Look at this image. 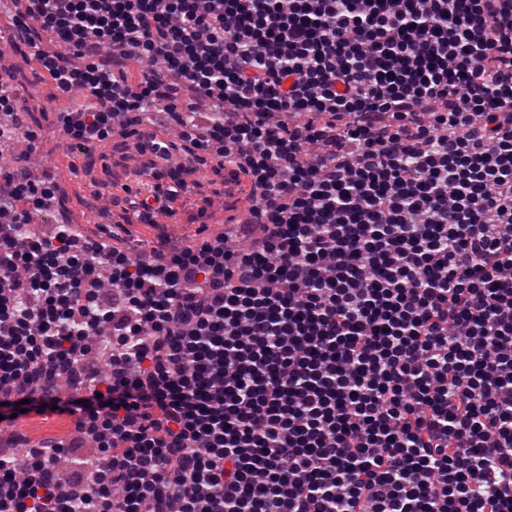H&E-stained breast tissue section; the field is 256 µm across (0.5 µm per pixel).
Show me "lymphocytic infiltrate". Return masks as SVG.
Here are the masks:
<instances>
[{
	"label": "lymphocytic infiltrate",
	"instance_id": "lymphocytic-infiltrate-1",
	"mask_svg": "<svg viewBox=\"0 0 512 512\" xmlns=\"http://www.w3.org/2000/svg\"><path fill=\"white\" fill-rule=\"evenodd\" d=\"M61 118L248 178L210 240L32 230L0 169V512H512V0H27ZM149 62L137 73L134 63ZM204 103L179 142L146 112ZM0 72V138L35 141ZM180 156H173L174 146ZM16 423H19L16 426L21 430L44 436L58 433L66 425L65 418L57 415L21 417Z\"/></svg>",
	"mask_w": 512,
	"mask_h": 512
}]
</instances>
